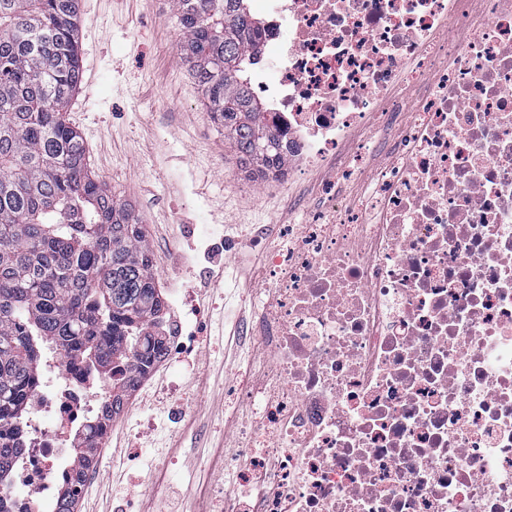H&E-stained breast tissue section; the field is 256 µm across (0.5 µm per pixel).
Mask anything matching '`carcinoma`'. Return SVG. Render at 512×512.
<instances>
[{
	"instance_id": "obj_1",
	"label": "carcinoma",
	"mask_w": 512,
	"mask_h": 512,
	"mask_svg": "<svg viewBox=\"0 0 512 512\" xmlns=\"http://www.w3.org/2000/svg\"><path fill=\"white\" fill-rule=\"evenodd\" d=\"M173 2L181 55L239 162L257 179L282 171L251 92L262 28L246 0ZM78 14L79 0H0V480L51 354L111 375L115 413L164 351L140 218L95 180L65 118L82 79ZM101 426L75 449L82 469Z\"/></svg>"
}]
</instances>
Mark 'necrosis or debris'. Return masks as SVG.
I'll return each instance as SVG.
<instances>
[{
  "mask_svg": "<svg viewBox=\"0 0 512 512\" xmlns=\"http://www.w3.org/2000/svg\"><path fill=\"white\" fill-rule=\"evenodd\" d=\"M255 97L306 193L250 225L228 295L232 490L218 512H512V0H258ZM326 166L308 182L312 168ZM251 315H244V308ZM165 366L204 335L168 318ZM110 376L47 360L7 512H49ZM238 248V259L230 266L229 273L233 275L238 288L243 290L257 288L252 279V270L259 258L258 250L245 237L241 238Z\"/></svg>",
  "mask_w": 512,
  "mask_h": 512,
  "instance_id": "obj_1",
  "label": "necrosis or debris"
}]
</instances>
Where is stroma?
Listing matches in <instances>:
<instances>
[{
    "mask_svg": "<svg viewBox=\"0 0 512 512\" xmlns=\"http://www.w3.org/2000/svg\"><path fill=\"white\" fill-rule=\"evenodd\" d=\"M181 38L168 0H82L83 77L66 119L83 138L92 173L139 215L157 286L176 280L193 288L210 317L212 351L202 373L205 390L192 386L193 371L175 373L192 398L183 444L162 432L143 439L147 459L131 458V428L160 410L148 396L131 394L113 418V439L101 452L100 474L79 512H111L132 495L120 478L124 471L153 472L154 512H199L200 493L223 480V469L209 463L223 450L225 382L241 357L234 322L224 316V282L216 274L228 267L238 288H253L258 251L244 239L235 264L225 265L218 250L203 268L189 271L181 257L192 253L194 242L183 227L221 224L236 235L244 224L288 221L293 188L284 177L254 180L240 166L203 105L180 54Z\"/></svg>",
    "mask_w": 512,
    "mask_h": 512,
    "instance_id": "stroma-1",
    "label": "stroma"
}]
</instances>
